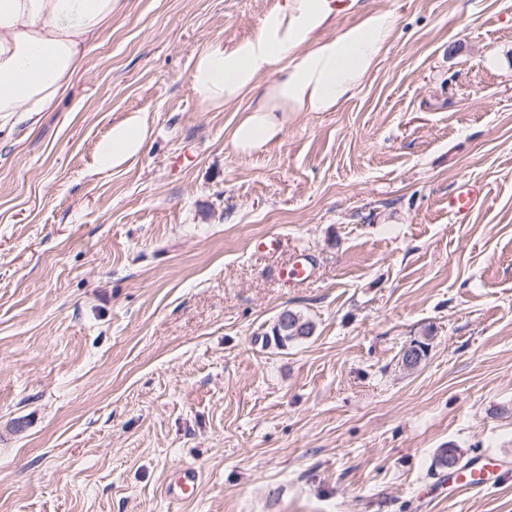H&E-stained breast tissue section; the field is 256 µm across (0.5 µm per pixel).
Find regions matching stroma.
Returning a JSON list of instances; mask_svg holds the SVG:
<instances>
[{
    "label": "stroma",
    "instance_id": "stroma-1",
    "mask_svg": "<svg viewBox=\"0 0 512 512\" xmlns=\"http://www.w3.org/2000/svg\"><path fill=\"white\" fill-rule=\"evenodd\" d=\"M274 2L121 0L54 109L0 118V512H512V0H363L395 27L355 96L242 155L189 73ZM446 448L505 480L431 495ZM151 134L147 118L140 113L113 125L97 145L96 170L106 172L132 163L143 153ZM483 187L477 181L464 180L448 197V212L456 217L467 216L483 200ZM313 265L306 255L300 253L280 268V276L288 282L302 283L311 278ZM288 317L290 319V324L288 326ZM279 325L283 328L287 329L285 331L283 328L277 325L272 329V333L274 339L281 345H286L288 342L298 340L301 338H306L310 336L313 332V325L308 320H304L300 315L294 313L292 311H283L279 318ZM295 325H297L295 327Z\"/></svg>",
    "mask_w": 512,
    "mask_h": 512
}]
</instances>
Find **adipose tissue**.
Masks as SVG:
<instances>
[{"label":"adipose tissue","instance_id":"adipose-tissue-1","mask_svg":"<svg viewBox=\"0 0 512 512\" xmlns=\"http://www.w3.org/2000/svg\"><path fill=\"white\" fill-rule=\"evenodd\" d=\"M118 0H0V116L51 111L88 48L112 20ZM359 0H276L258 30L201 51L189 75L201 107L243 105L231 132L237 152L252 154L281 138L299 112H332L354 96L386 50L391 13L364 11L333 32L337 14ZM152 134L134 113L97 145L95 168L135 161Z\"/></svg>","mask_w":512,"mask_h":512}]
</instances>
